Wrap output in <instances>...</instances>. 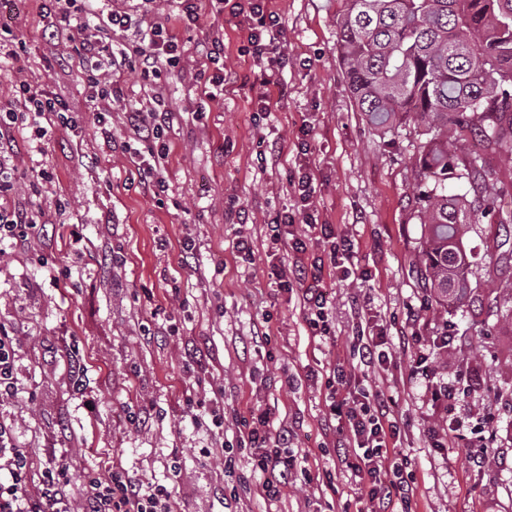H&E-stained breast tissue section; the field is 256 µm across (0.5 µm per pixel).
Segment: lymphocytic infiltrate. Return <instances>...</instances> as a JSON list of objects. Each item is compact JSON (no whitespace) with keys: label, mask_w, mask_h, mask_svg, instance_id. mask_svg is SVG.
Listing matches in <instances>:
<instances>
[{"label":"lymphocytic infiltrate","mask_w":512,"mask_h":512,"mask_svg":"<svg viewBox=\"0 0 512 512\" xmlns=\"http://www.w3.org/2000/svg\"><path fill=\"white\" fill-rule=\"evenodd\" d=\"M152 0H128V10H108L100 17L103 29L131 33L128 47L113 48L102 39L89 35L80 43V55L86 68V84L97 102V122L104 141H111L112 128L108 119L113 101L119 100L121 90L109 86L111 68L121 58L134 56L143 77L160 76L162 70L175 68L181 62L183 46L171 37L163 23L144 25ZM234 7L245 14L249 22L248 43L256 65H282L284 45L280 39V17L269 10L266 0H236ZM62 100L44 96L28 82H20L15 98L0 107V175H6L13 147L8 139L19 119L39 123L50 115L66 111ZM126 127L138 148L135 152L137 169L144 183L165 189L163 161L166 157L161 141L165 128L172 124L173 112L144 110L129 106L125 112ZM316 175L310 166H302L293 187L299 196L294 213L284 214L272 229L273 243L290 248L295 254L293 267H280L274 274L279 288L291 292L294 284H301L300 304L312 337L324 338L331 334L327 313L328 295L322 287L324 273L333 269L349 276L348 267L354 246L348 240H337L336 231L329 224H318L311 210ZM302 222L300 233H293L295 222ZM328 242L323 256L305 262L310 246ZM448 339L436 337L424 342L419 336H400L392 339L384 331L368 332L352 345L350 355L357 366L381 367L390 364L395 348L411 351L415 367H422L438 350L447 347ZM326 417L336 421L334 445L338 455L344 456L352 476L358 478L361 492L370 505V512H412V475L407 474L404 462L389 453L396 444L401 429L389 402L383 393L365 388L354 372L337 368L330 370L325 381ZM471 391L470 384L456 380L432 385L435 402L447 411L445 428L434 435L433 445L445 447L449 440L459 436L464 428L457 414V405ZM245 431L238 441L246 450L252 470L260 480L257 494L265 500L278 501L290 482L294 458L284 446L287 433H272L269 415L264 411L251 412L243 419ZM31 451L18 447L10 427L0 423V472H7L8 482H0V512H71L66 494L68 487H76L85 506V512H179L171 489L161 483L134 481L123 467L102 472L84 470L74 477L67 459H59L48 467L43 481L30 485L27 468Z\"/></svg>","instance_id":"obj_1"}]
</instances>
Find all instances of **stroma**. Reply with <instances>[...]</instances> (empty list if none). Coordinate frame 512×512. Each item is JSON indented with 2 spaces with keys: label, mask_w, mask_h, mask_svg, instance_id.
I'll return each instance as SVG.
<instances>
[{
  "label": "stroma",
  "mask_w": 512,
  "mask_h": 512,
  "mask_svg": "<svg viewBox=\"0 0 512 512\" xmlns=\"http://www.w3.org/2000/svg\"><path fill=\"white\" fill-rule=\"evenodd\" d=\"M341 4L269 0L288 64L276 73L284 94L262 112L243 17L201 0V20L189 26L177 20L173 0H155L149 20H165L186 55L157 80L130 66L117 71L124 99L112 108L108 145L97 131L78 40L42 38V0H0V25L23 43L18 59L0 60V103L25 80L85 118L73 130L52 123L40 153L30 130L13 133L12 198L54 227L26 245L0 241V323L17 342L20 388L0 400V420L35 456L31 484L68 456L81 468L118 463L131 479L169 485L180 512H365L350 471L326 447L323 416L330 369L350 364L358 331L352 308L367 304L388 335L449 333L438 378L481 379L462 413L483 426L482 438L469 434L439 452L428 431L443 414L427 379H409L406 355L356 371L394 401L397 446L416 478L415 512H512V322L496 301L512 262L489 266L497 225L486 215L463 239L473 255L466 305L424 310L416 135L408 125L381 133L358 112L336 45ZM214 38L223 40L224 68L235 80L196 118L190 110L201 98L204 68L196 47ZM158 91L178 117L163 134L168 189L157 195L122 145L126 104L149 106ZM305 163L317 175L312 203L320 223L334 225L355 251L348 279L332 272L324 279L332 340L310 337L297 296L281 293L269 274L270 226L295 210L289 180ZM238 204L248 211L243 225ZM241 234L254 261L236 251ZM188 238L196 245L192 267L182 259ZM366 271L371 279H363ZM257 331L269 333L271 344L256 343ZM217 390L220 429L197 422L188 406H210ZM88 396L95 412L86 410ZM252 408L269 410L274 428L294 431L288 449L299 472L275 503L255 493L256 477L235 446L238 419ZM482 443L493 454L475 470L466 458ZM175 452L177 477L168 469ZM227 455L235 459L230 471Z\"/></svg>",
  "instance_id": "1"
}]
</instances>
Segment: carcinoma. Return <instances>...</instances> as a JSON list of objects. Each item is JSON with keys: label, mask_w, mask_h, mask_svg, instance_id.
<instances>
[{"label": "carcinoma", "mask_w": 512, "mask_h": 512, "mask_svg": "<svg viewBox=\"0 0 512 512\" xmlns=\"http://www.w3.org/2000/svg\"><path fill=\"white\" fill-rule=\"evenodd\" d=\"M337 47L357 110L388 132L406 120L419 136L413 199L424 239L423 287L441 307L472 292L464 226L498 205L506 229L499 264L512 257V184L470 200L448 193L461 167L484 180L490 159L512 160V0H343ZM471 137L481 151L459 159L448 140Z\"/></svg>", "instance_id": "1"}]
</instances>
